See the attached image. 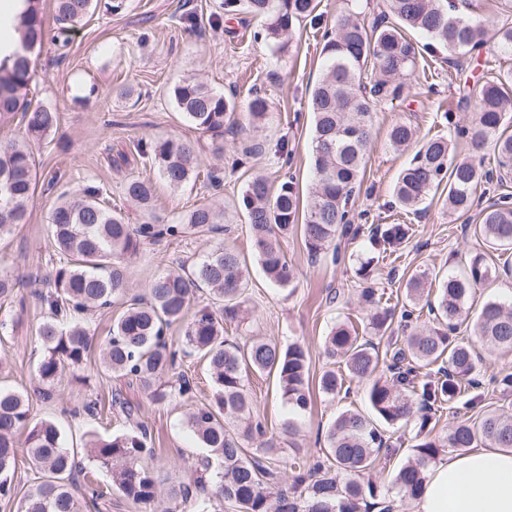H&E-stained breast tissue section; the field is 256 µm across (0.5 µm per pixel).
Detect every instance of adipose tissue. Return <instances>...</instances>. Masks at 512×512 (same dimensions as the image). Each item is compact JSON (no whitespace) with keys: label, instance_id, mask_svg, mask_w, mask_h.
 Instances as JSON below:
<instances>
[{"label":"adipose tissue","instance_id":"ef3b65f1","mask_svg":"<svg viewBox=\"0 0 512 512\" xmlns=\"http://www.w3.org/2000/svg\"><path fill=\"white\" fill-rule=\"evenodd\" d=\"M413 512H512V451L444 456L431 468Z\"/></svg>","mask_w":512,"mask_h":512}]
</instances>
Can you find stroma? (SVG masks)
<instances>
[{
	"label": "stroma",
	"instance_id": "1",
	"mask_svg": "<svg viewBox=\"0 0 512 512\" xmlns=\"http://www.w3.org/2000/svg\"><path fill=\"white\" fill-rule=\"evenodd\" d=\"M221 0H127L122 13L88 16L71 34L67 55H60L52 43H44L33 54L29 95L55 109L60 117L46 143L34 145L39 180L55 178L54 190L37 189L26 223L0 237V270L24 279V303L0 309L7 330L0 335V384L19 390L32 389L36 364L41 354L35 330L44 317L36 296L41 276L49 270L53 255L48 216L64 191L78 189L86 180L105 185L113 205L125 212L129 223H139L138 212L126 200L127 178L152 181L157 214L171 221L195 206L223 196L233 204L255 172L266 174L272 184L294 180L300 199H307L311 186L309 143L312 114L310 92L322 73V33L301 24L296 27L287 49L272 53L254 37L259 25L240 11L212 22ZM194 15V23L183 15ZM512 69V59L501 56L495 45L479 54L462 58L453 67L440 57L427 58L423 72L412 79L410 94L402 100L378 105L374 133L367 156L364 182L350 202L354 214H367L370 223L391 224L403 219L410 227L407 238L395 249L375 252L368 233L343 243L345 259L340 264L311 261L300 231H292L281 242L282 251L297 270L291 288L270 284L256 260L245 215H237L224 233H188L178 242H160L139 253L130 262V295L145 294L155 277L189 264L223 243L245 260L249 279L247 293L250 315L229 336L243 341L266 337L278 345L298 342L307 347L312 375L331 365L324 353V341L339 322L362 325L370 313L362 304V288L371 286L385 296L400 299L405 284L414 274L426 270L443 278L463 273L468 260L484 254L496 272L484 288L469 300L478 308L487 300L512 306V269L504 271L495 252L474 236V223L467 218L451 219L443 195L423 204L420 213L399 215L393 193L396 178L413 157V149L398 152L388 141L390 127L398 122L415 126L421 134H447L442 120L452 111L457 120L469 121L475 110L470 95L488 68ZM200 77L225 94L247 102L252 91H260L269 103L266 118L247 126L241 133H228L222 147L199 140L198 134L175 111L167 99L170 87L181 80ZM176 135L199 140L200 163L221 169L224 182L214 189L202 185L173 190L160 178L156 168L142 163L133 149L141 137L161 139ZM264 150L244 155L252 141ZM287 143L292 157L283 164L278 146ZM182 368L197 384L185 397L156 405L140 386L128 379L103 374L96 361H88L75 374L65 375L57 387L54 402L32 398L33 415L56 420L66 445L81 448L87 432L111 436L123 425L120 415L102 417L84 414L90 399L108 404L119 393L139 407L155 450L154 464L165 490L177 488L190 468L198 466L208 451L187 428L188 409L212 396L210 374L205 360L184 359ZM248 390L265 420L267 433L281 449V460L300 455L306 463L324 459L316 439L346 408L367 410L365 389L352 383L345 399H329L314 393L310 412L292 415L281 397L275 376H250ZM294 419L298 432H282L287 419Z\"/></svg>",
	"mask_w": 512,
	"mask_h": 512
}]
</instances>
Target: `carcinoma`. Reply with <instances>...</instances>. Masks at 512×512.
<instances>
[{"label": "carcinoma", "instance_id": "carcinoma-1", "mask_svg": "<svg viewBox=\"0 0 512 512\" xmlns=\"http://www.w3.org/2000/svg\"><path fill=\"white\" fill-rule=\"evenodd\" d=\"M39 0H26L25 14L17 25L21 52L0 61V125L19 118L20 139L0 140V235L26 221L37 184L32 144L44 142L57 128L58 112L26 97L31 80L30 53L50 40L68 45L71 32L98 4L108 14L119 13L125 0H56L55 27L47 29L38 16ZM391 20L365 25L356 12L340 15L332 31L325 34L321 54L323 74L311 92L313 129L311 155L313 179L301 225L310 257L332 254L338 260L336 239L355 238L348 203L363 181L366 157L373 137V114L383 102H393L409 91L419 60L439 48L448 60L465 57L487 44L488 19H471L455 13L450 0H388ZM318 0H223L226 13L240 9L263 20L262 36L272 51L283 50L295 28L308 21L321 26ZM419 32L428 42L417 48L407 33ZM498 52L512 57V25L503 23L495 32ZM474 94L478 110L467 125L442 118L452 126V136L423 139L421 147L399 172L394 197L406 211H416L440 187L448 188V213L468 214L477 189L492 181V172L482 169L481 152L493 145L497 181L512 175V134L502 127L512 121V72L495 74L477 84ZM169 99L182 118L200 137L213 143L224 141V131L238 129L239 102L207 83L190 78L169 90ZM248 122L256 124L269 109L265 97L254 94L246 104ZM395 149L417 138L414 127L396 123L388 133ZM463 140L469 155L454 154V142ZM134 149L140 159L152 164L172 188H182L200 174L197 145L178 136L162 140L139 138ZM124 195L140 212L141 223L130 224L122 212L112 208L104 187L88 181L72 194L64 193L49 216L51 243L59 256L46 280L47 291L38 299L46 311L36 335L43 355L37 365L39 396L50 402L67 369L80 368L95 347H100L103 372L128 378L143 389L150 400L165 404L192 390V380L176 371L178 352L168 344L167 332L186 323L184 353L205 359L213 382L210 401L193 410L187 427L209 450L203 474L191 477L172 490V499L191 503L193 512H224L229 504L237 512H368L371 501L395 493L402 500L418 496L431 464L450 449L511 448L512 414L497 407H483L461 419L444 435L430 428L431 413L454 402L464 391L476 390L481 355L472 344L455 343L451 332L467 322L476 342L487 353L512 350V307L489 300L477 314L467 303L476 288L491 276L482 254L470 258L466 274L450 276L435 287L428 274L410 277L407 304L401 309L380 308L383 295L364 288L360 298L374 309L364 335L350 323L335 326L326 337L325 352L340 359L345 374L331 368L318 381V390L336 398L345 379L367 382L365 400L372 414L342 411L325 434L327 463L308 466L292 461V483L278 482L275 448L267 456L248 454L244 444L266 434L257 416V404L247 389L250 373H273L282 398L299 414L311 407L310 358L297 342L286 347L265 340L242 345L224 337V319H235L245 301L247 266L239 254L217 244L193 264L190 273H167L154 278L146 295L135 296L112 322L102 342H96L87 326L91 311L108 307L112 299L127 292L130 270L126 258L147 244L177 240L195 232L222 230L224 207L204 204L188 210L178 221L163 224L155 213L150 181L131 179ZM247 217L258 263L267 279L286 290L294 280V267L281 250V239L294 230L299 216V196L287 181L276 191L269 180L257 175L248 181L238 200ZM475 234L495 252L512 251V196L502 193L481 208ZM408 235L405 224H378L370 239L376 246L395 247ZM22 281L0 272V301L17 297ZM206 288L210 302L192 307L197 291ZM409 330L390 363L382 365L374 335H384L395 312ZM434 317L436 327L414 322L423 313ZM172 380L162 381L165 375ZM112 405L124 415L126 427L102 438L88 436L84 444L90 460L106 468L112 485L91 490L89 501L112 500L117 494L137 512H176L163 506L161 480L149 464L154 449L149 446L146 425L138 410L120 396ZM421 413L414 430L412 455L398 470L390 486L372 480L371 472L381 460L382 425L412 421ZM30 461L41 472L21 501L20 512H81L75 472L78 461L65 448L62 432L53 419H35L29 398L22 392L0 387V496L14 494L13 475L19 435Z\"/></svg>", "mask_w": 512, "mask_h": 512}]
</instances>
